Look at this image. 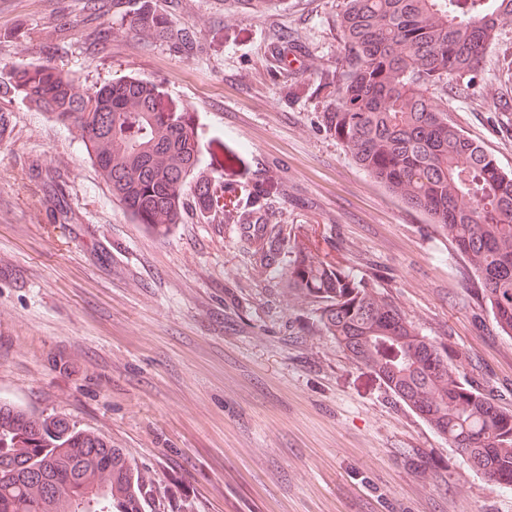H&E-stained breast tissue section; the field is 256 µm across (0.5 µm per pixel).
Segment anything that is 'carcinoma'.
Masks as SVG:
<instances>
[{
	"instance_id": "obj_1",
	"label": "carcinoma",
	"mask_w": 512,
	"mask_h": 512,
	"mask_svg": "<svg viewBox=\"0 0 512 512\" xmlns=\"http://www.w3.org/2000/svg\"><path fill=\"white\" fill-rule=\"evenodd\" d=\"M512 20V0H344L343 54L326 127L354 162L448 234L482 285L498 328L512 336V171L453 122L432 91L471 85L484 50ZM131 24L163 33L158 18ZM0 89L74 128L112 196L159 234L181 223L201 154L192 115L153 82L114 80L81 92L47 60L11 68ZM199 205L217 202L211 183ZM260 261L280 267L278 234L259 225ZM283 287L317 306L349 359L383 380L466 459L512 485V413L467 381L448 349L420 335L374 285L317 259L302 240ZM0 512H141L133 469L118 448L59 415L0 399Z\"/></svg>"
}]
</instances>
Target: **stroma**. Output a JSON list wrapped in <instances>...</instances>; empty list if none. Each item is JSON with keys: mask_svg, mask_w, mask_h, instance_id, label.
Here are the masks:
<instances>
[{"mask_svg": "<svg viewBox=\"0 0 512 512\" xmlns=\"http://www.w3.org/2000/svg\"><path fill=\"white\" fill-rule=\"evenodd\" d=\"M343 0H0V69L52 61L79 88L154 81L202 131L163 235L113 197L76 131L0 92V398L122 449L142 512H512L464 457L262 267L244 224L306 239L446 346L512 412V337L447 234L323 122ZM150 13L172 34L149 35ZM449 118L512 170V21ZM236 160H228V150Z\"/></svg>", "mask_w": 512, "mask_h": 512, "instance_id": "35a3bbf8", "label": "stroma"}]
</instances>
